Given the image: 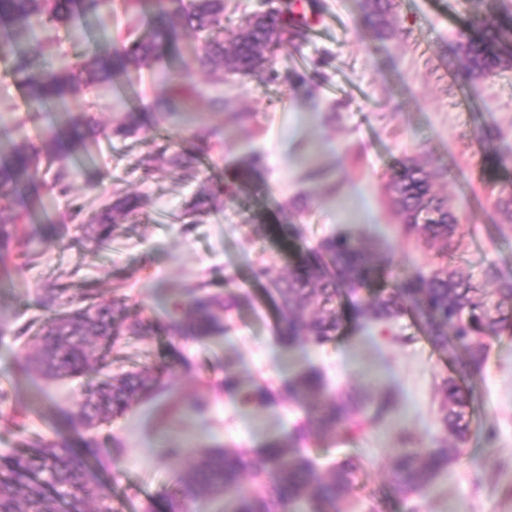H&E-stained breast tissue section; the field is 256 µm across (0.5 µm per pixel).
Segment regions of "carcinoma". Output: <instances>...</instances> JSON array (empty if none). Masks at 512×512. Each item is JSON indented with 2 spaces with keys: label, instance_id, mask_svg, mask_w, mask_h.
Segmentation results:
<instances>
[{
  "label": "carcinoma",
  "instance_id": "1",
  "mask_svg": "<svg viewBox=\"0 0 512 512\" xmlns=\"http://www.w3.org/2000/svg\"><path fill=\"white\" fill-rule=\"evenodd\" d=\"M294 0L257 12L236 29L224 44V0H122L130 14H157L163 30L114 40L97 36L106 47L91 52L74 67L53 69L45 62L42 33L60 25L74 26L112 10L113 0H0V50L10 54L13 73L26 91L32 112H65L81 87L97 83H129L141 69L161 57L186 31L203 37L201 52L181 60L172 87L179 106L191 105L193 95L182 81L199 67L224 78L229 73L250 77L260 72L267 53L282 46L291 30L305 22L293 12ZM363 23L379 38L396 32L392 0H364ZM477 34L462 37L457 52L463 78L481 79L512 68V28L507 19L484 16L474 21ZM139 126L136 113L108 132L98 124L67 119L37 143L12 140L7 123L0 120V265H6L17 248L27 244L19 224H41L32 210L30 189L44 185L43 164L80 159L87 154L85 138L93 130L103 138L129 136ZM262 157L248 158L224 183V188L195 198L185 208L186 224L199 222L205 207L221 196L233 194L246 181ZM197 158L175 155L170 171L191 175ZM391 204L407 236H415L437 249L445 259L457 249L459 221L448 199L433 191L431 173L417 161L398 163L389 182ZM140 208L137 196L120 194L103 206L89 225L99 245L112 241L121 224ZM387 257L367 243L336 233L301 253L288 275L270 278L264 265L254 269L256 279L268 281L285 330L278 336L284 348L308 344L322 346L341 333L345 322L387 325L415 314L427 339L436 349L459 357L461 369L441 379L438 388V433L426 445L412 432L399 430L397 447L389 456L394 489L404 498L425 496L436 479L465 455L471 433L472 387L465 377L481 373L488 356L486 338L512 334V277L495 266L484 270L478 285L465 270L440 264L430 273H407L388 284ZM64 290H48L42 305L53 310L34 339L36 351L26 356L21 369L50 380L75 378L107 365L114 345L121 340L147 336H178L205 341L228 330L226 314L251 305L253 297L226 277L222 288H187L165 321L131 313L123 299L106 304L96 300L95 289L63 299ZM171 362L139 371L109 374L87 384L77 408L61 419L78 435L75 440L41 439L24 448L0 452V512H114L112 488L99 474L102 458L113 450L102 448L89 433L125 415L137 403L163 386V374L185 362L169 345ZM224 394L243 409L262 408L278 399L303 412L293 429L269 438L252 456L226 448H199L190 467L178 477L176 489L151 500L146 512H189L200 496L234 494L232 512H337L336 504L349 500L360 459L348 456L326 469L317 467L301 444L350 436L366 424L385 421L397 407L394 393L368 389H328L323 372L314 366L301 369L280 388L254 383L245 388L232 358L224 359ZM250 475L252 488L240 490L241 477Z\"/></svg>",
  "mask_w": 512,
  "mask_h": 512
}]
</instances>
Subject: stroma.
I'll list each match as a JSON object with an SVG mask.
<instances>
[{"instance_id":"stroma-1","label":"stroma","mask_w":512,"mask_h":512,"mask_svg":"<svg viewBox=\"0 0 512 512\" xmlns=\"http://www.w3.org/2000/svg\"><path fill=\"white\" fill-rule=\"evenodd\" d=\"M322 24L316 37L289 36L269 57L274 80L194 76L197 96L190 108L157 110L156 102L176 77L177 57L201 47L184 33L159 61L133 80L132 93L116 85L83 89L71 104L74 120L93 116L116 126L126 113H139L141 128L129 137L90 142L94 161L64 164L67 194L52 186L40 199L58 234L37 238L38 256L11 258L0 271V387L25 415L0 409V451L56 436L54 418L74 408L78 381H46L21 370L34 343L14 339L28 324L49 314L41 304L46 288L77 293L91 284L99 299L127 296L143 316L165 320L175 297L231 276L254 296L235 311L228 332L199 343L151 336L130 340L113 352L112 370H136L160 361L174 343L189 367H173L165 393L144 401L97 432L104 447L119 443L102 479L112 488L118 512H144L175 475L184 472L196 449L237 446L254 451L270 437L288 432L295 414L287 403L244 413L224 394L225 358H233L245 382L280 386L302 368L320 367L331 388L371 386L393 391L396 413L379 426L350 438L311 443L320 465L361 455L365 467L352 493L353 512H407L408 501L392 492L387 468L398 429L423 441L436 434L437 387L455 365L419 330L414 316L390 332L350 321L343 336L321 347L285 349L276 342L280 326L260 285L251 279L263 260L273 275L286 272L294 255L342 231L374 240L396 272H429L435 248L404 237L389 204L387 185L397 161L414 158L434 174L435 192L459 218V249L453 264L482 280L488 265L512 275V221L495 205L496 192H512V69L474 81L460 77L457 33L477 13L512 10V0H393L396 33L378 39L361 23L363 0H319ZM157 20L115 10L88 27H62L50 34L46 61L55 67L83 60L93 31L112 36L158 28ZM249 113L238 122L236 113ZM0 118L14 125L16 142L37 140L54 124L50 114L28 110L24 88L10 62L0 60ZM189 151L199 161L188 178L169 172L160 151ZM262 157L256 176L185 229L182 212L201 189L231 178L249 152ZM141 195L139 213L108 245L94 247L70 219L73 205L91 216L113 189ZM268 232L250 235L254 219ZM295 235L286 237L282 225ZM488 359L471 381L472 436L468 454L419 499L420 512H512V335L489 339ZM202 395L206 420L190 416L186 400ZM494 438H487V430ZM184 454L172 459L167 449Z\"/></svg>"}]
</instances>
